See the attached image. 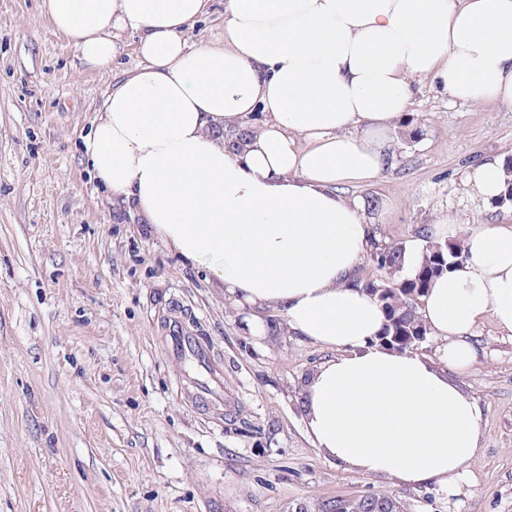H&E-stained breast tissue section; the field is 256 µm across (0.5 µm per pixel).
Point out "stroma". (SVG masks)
<instances>
[{
  "label": "stroma",
  "mask_w": 512,
  "mask_h": 512,
  "mask_svg": "<svg viewBox=\"0 0 512 512\" xmlns=\"http://www.w3.org/2000/svg\"><path fill=\"white\" fill-rule=\"evenodd\" d=\"M127 35L112 70L82 64L43 0H0V512H298L388 494L403 512H512V335L475 332L453 381L483 411L479 449L454 492L348 470L316 448L304 385L330 350L255 337L201 267L112 205L83 141L113 85L141 62ZM376 180L386 242L445 216L459 233L512 224V205L466 206L483 159H512V111L449 104L429 86L393 134ZM180 320L214 370L168 347Z\"/></svg>",
  "instance_id": "stroma-1"
}]
</instances>
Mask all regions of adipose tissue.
<instances>
[{
  "label": "adipose tissue",
  "mask_w": 512,
  "mask_h": 512,
  "mask_svg": "<svg viewBox=\"0 0 512 512\" xmlns=\"http://www.w3.org/2000/svg\"><path fill=\"white\" fill-rule=\"evenodd\" d=\"M43 6L92 69L111 71L136 33L141 63L84 140L90 167L113 203L250 309L251 335L267 333L258 312L270 309L332 350L304 386L317 447L366 474L450 487L478 450L482 408L448 373L476 362L485 318L512 335V225L471 229L463 260L420 301L442 371L380 345L385 315L353 283L373 249L372 207L339 189L392 165L416 82L512 109V0H226L220 46L186 39L210 0ZM511 182L495 158L463 186L486 208Z\"/></svg>",
  "instance_id": "adipose-tissue-1"
}]
</instances>
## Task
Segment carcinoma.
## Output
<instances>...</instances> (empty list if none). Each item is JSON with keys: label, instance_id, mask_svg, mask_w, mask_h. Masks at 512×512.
Masks as SVG:
<instances>
[{"label": "carcinoma", "instance_id": "cac0c4a2", "mask_svg": "<svg viewBox=\"0 0 512 512\" xmlns=\"http://www.w3.org/2000/svg\"><path fill=\"white\" fill-rule=\"evenodd\" d=\"M421 237L425 239L423 261L416 269L404 272L405 246L401 243L380 244L374 248L371 260L384 272V278L377 282L359 281L384 312L386 323L382 338L400 353L424 341L428 334L418 315L421 297L434 279L447 271L449 264L463 258L462 246L456 240L438 242L426 229L421 232ZM327 504L333 512H368L363 497L336 498Z\"/></svg>", "mask_w": 512, "mask_h": 512}]
</instances>
